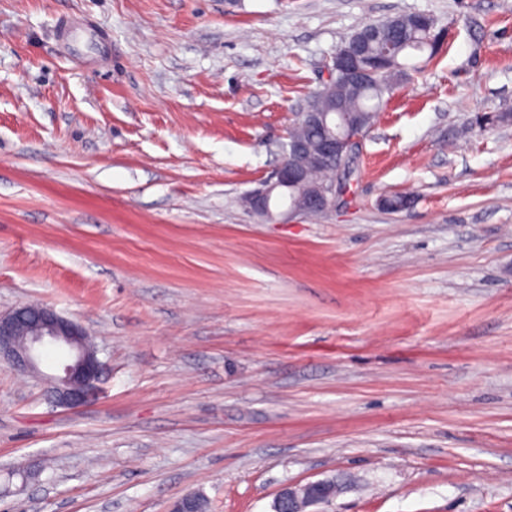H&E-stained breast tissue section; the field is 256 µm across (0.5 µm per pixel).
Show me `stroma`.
I'll use <instances>...</instances> for the list:
<instances>
[{"mask_svg":"<svg viewBox=\"0 0 512 512\" xmlns=\"http://www.w3.org/2000/svg\"><path fill=\"white\" fill-rule=\"evenodd\" d=\"M411 12L446 37L348 193L251 214L337 48ZM504 112L512 0H0V312L54 307L107 366L68 409L0 362V512L324 479L323 512H512V121L475 123Z\"/></svg>","mask_w":512,"mask_h":512,"instance_id":"1","label":"stroma"}]
</instances>
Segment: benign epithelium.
<instances>
[{"label": "benign epithelium", "instance_id": "benign-epithelium-1", "mask_svg": "<svg viewBox=\"0 0 512 512\" xmlns=\"http://www.w3.org/2000/svg\"><path fill=\"white\" fill-rule=\"evenodd\" d=\"M400 27L399 23L381 22L360 30L348 46L335 53L325 80L336 74L348 84H363L369 72L361 64L362 48L373 40L385 42ZM297 117L310 125H324L329 113L317 111L316 99L310 98ZM365 135V131L341 121L313 154L300 141L287 138L281 145V160L273 175L245 194L250 211L267 221H276L311 212L326 213L336 207L344 183L340 171L336 180L305 194L304 204L295 200L290 190L303 188L311 166H329L353 156ZM48 350L67 355L61 373L50 378L51 402L70 408L90 401L96 394L103 364L81 325L47 306L26 305L0 313V360L21 373L39 376L42 354ZM335 493L336 486L329 480L287 486L276 499L274 509L279 512L286 503L288 512H305L307 507L331 501ZM198 503L199 495L185 494L171 503L168 512H198Z\"/></svg>", "mask_w": 512, "mask_h": 512}]
</instances>
